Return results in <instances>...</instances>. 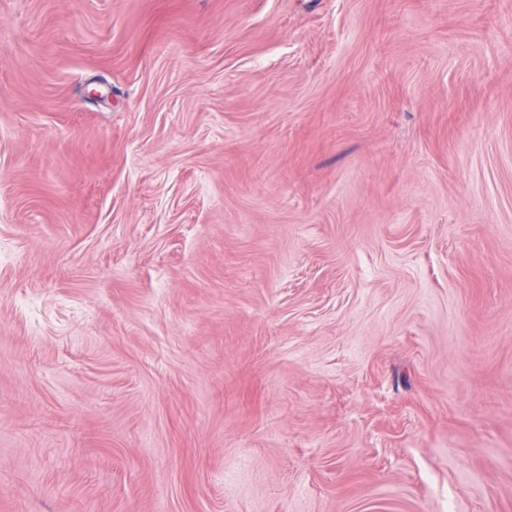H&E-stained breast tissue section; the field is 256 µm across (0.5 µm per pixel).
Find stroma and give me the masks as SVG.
Returning a JSON list of instances; mask_svg holds the SVG:
<instances>
[{"label": "stroma", "mask_w": 512, "mask_h": 512, "mask_svg": "<svg viewBox=\"0 0 512 512\" xmlns=\"http://www.w3.org/2000/svg\"><path fill=\"white\" fill-rule=\"evenodd\" d=\"M0 512H512V0H0Z\"/></svg>", "instance_id": "stroma-1"}]
</instances>
